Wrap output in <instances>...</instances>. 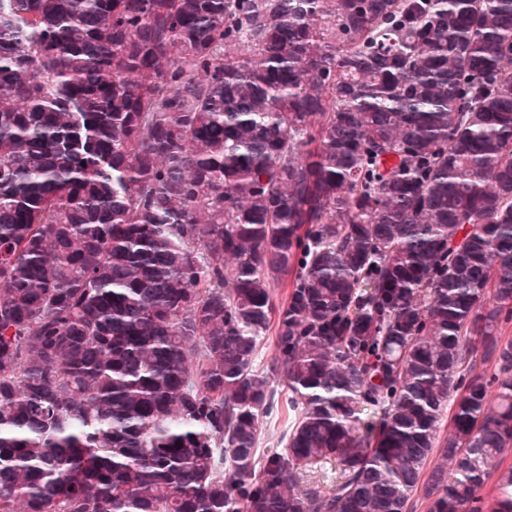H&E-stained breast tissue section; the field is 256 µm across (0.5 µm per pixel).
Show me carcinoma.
<instances>
[{"instance_id": "carcinoma-1", "label": "carcinoma", "mask_w": 512, "mask_h": 512, "mask_svg": "<svg viewBox=\"0 0 512 512\" xmlns=\"http://www.w3.org/2000/svg\"><path fill=\"white\" fill-rule=\"evenodd\" d=\"M502 315L512 0H0V512H512ZM288 427V409L280 403L279 412L275 411L262 436L259 448H284L280 442L281 435Z\"/></svg>"}]
</instances>
